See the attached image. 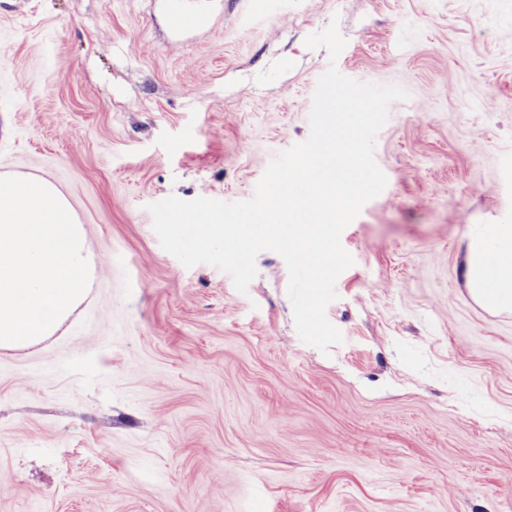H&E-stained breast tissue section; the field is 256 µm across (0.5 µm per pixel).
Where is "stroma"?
<instances>
[{
    "label": "stroma",
    "instance_id": "stroma-1",
    "mask_svg": "<svg viewBox=\"0 0 512 512\" xmlns=\"http://www.w3.org/2000/svg\"><path fill=\"white\" fill-rule=\"evenodd\" d=\"M0 0V174L53 182L94 259L52 336L0 349V512H512V316L470 234L512 224V0ZM337 23L348 77L398 85L354 263L299 338L282 257L239 293L148 204L241 201L309 135Z\"/></svg>",
    "mask_w": 512,
    "mask_h": 512
}]
</instances>
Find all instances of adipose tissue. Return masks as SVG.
<instances>
[{
    "label": "adipose tissue",
    "mask_w": 512,
    "mask_h": 512,
    "mask_svg": "<svg viewBox=\"0 0 512 512\" xmlns=\"http://www.w3.org/2000/svg\"><path fill=\"white\" fill-rule=\"evenodd\" d=\"M464 276L486 303L512 308V224H485L473 232Z\"/></svg>",
    "instance_id": "ef3b65f1"
}]
</instances>
